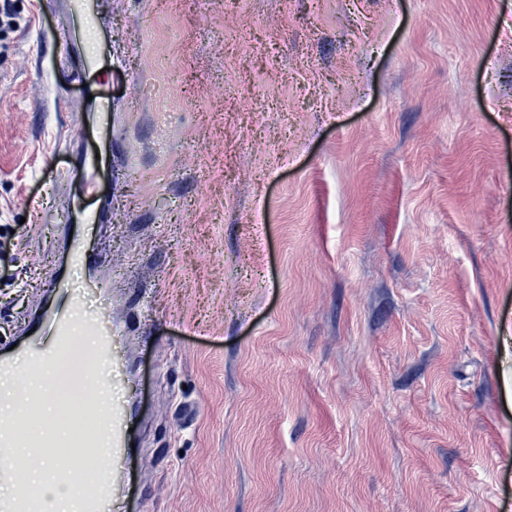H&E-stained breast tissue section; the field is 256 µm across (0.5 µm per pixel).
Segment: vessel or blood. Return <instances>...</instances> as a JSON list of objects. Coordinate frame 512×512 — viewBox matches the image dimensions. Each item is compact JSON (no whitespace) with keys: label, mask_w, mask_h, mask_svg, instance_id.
<instances>
[{"label":"vessel or blood","mask_w":512,"mask_h":512,"mask_svg":"<svg viewBox=\"0 0 512 512\" xmlns=\"http://www.w3.org/2000/svg\"><path fill=\"white\" fill-rule=\"evenodd\" d=\"M49 287L60 295L62 304L56 310L45 312L42 328L38 335L18 348L11 356L0 357V375L14 374L20 369H41L50 357L61 356L74 347L72 324L82 308L78 293L71 289L68 279L56 277L50 280ZM89 331L97 335V352L101 360H111L116 333L104 328L102 322L89 324ZM130 414L125 407L110 410L102 420L113 448L107 479L82 496L83 512H139V504L119 509L118 503L125 492L127 455L125 431ZM12 483L16 491L12 497L0 499V512H40L39 500L29 490L18 483V475L10 469H0V483Z\"/></svg>","instance_id":"obj_1"}]
</instances>
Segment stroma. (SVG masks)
<instances>
[{"label": "stroma", "mask_w": 512, "mask_h": 512, "mask_svg": "<svg viewBox=\"0 0 512 512\" xmlns=\"http://www.w3.org/2000/svg\"><path fill=\"white\" fill-rule=\"evenodd\" d=\"M59 271L145 512H512V0H0V351ZM86 222H87V224H82L81 230L80 231L77 230L75 233H73L71 231V228L68 227L67 250L72 259L77 258V259H80L81 261H85L88 259V255L86 253V250L84 249L83 240H84L85 234L89 230H92L94 227V225L92 224V222H93L92 212H89L87 214ZM87 328L95 336H100L97 345L99 358L103 361H111L113 344L115 342L116 335H118L117 332L114 330L112 331V328H103V324L102 322H99V320L90 323Z\"/></svg>", "instance_id": "1"}]
</instances>
